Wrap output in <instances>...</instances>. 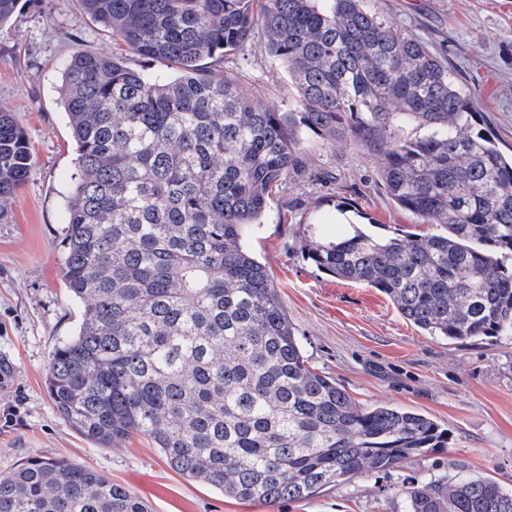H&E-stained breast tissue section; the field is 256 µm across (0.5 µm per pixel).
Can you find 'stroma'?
Instances as JSON below:
<instances>
[{
  "label": "stroma",
  "mask_w": 512,
  "mask_h": 512,
  "mask_svg": "<svg viewBox=\"0 0 512 512\" xmlns=\"http://www.w3.org/2000/svg\"><path fill=\"white\" fill-rule=\"evenodd\" d=\"M367 8L444 49L457 85L483 127L512 149V0H366ZM79 51H112V36L80 0H26L0 26V107L14 112L35 165L0 223V477L31 457L90 467L144 500L152 512H406L404 486L444 480L449 470L489 476L512 490V339L456 342L424 335L379 290L341 282L303 252L304 224L333 237L347 232L339 211L363 214L378 233H436L401 208L378 177L382 156L352 139L303 134L311 177L278 191L248 245L269 267L309 365L336 379L363 408L390 404L433 418L448 445L407 458L386 473L299 501L236 500L178 475L145 438L98 448L57 412L46 388L55 347L74 334L83 304L61 276L65 197L76 153L58 88L61 65ZM219 68L280 112L297 109L282 63L264 49L225 55Z\"/></svg>",
  "instance_id": "stroma-1"
}]
</instances>
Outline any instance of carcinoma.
Listing matches in <instances>:
<instances>
[{
	"instance_id": "1",
	"label": "carcinoma",
	"mask_w": 512,
	"mask_h": 512,
	"mask_svg": "<svg viewBox=\"0 0 512 512\" xmlns=\"http://www.w3.org/2000/svg\"><path fill=\"white\" fill-rule=\"evenodd\" d=\"M81 2L116 46L72 55L59 87L76 151L62 276L85 303L46 378L63 419L103 448L143 435L175 473L269 505L447 444L432 418L364 409L307 365L246 244L272 195L311 175L302 130L348 131L379 149L386 194L440 232L355 226L326 239L310 228L307 259L380 290L430 336H511L512 154L480 128L446 58L364 0ZM256 36L285 66L299 115L206 65ZM407 122L424 134L401 135ZM33 163L24 128L0 109L1 222ZM403 493L408 512H512V491L488 477ZM0 512L151 509L89 467L30 458L0 477Z\"/></svg>"
}]
</instances>
